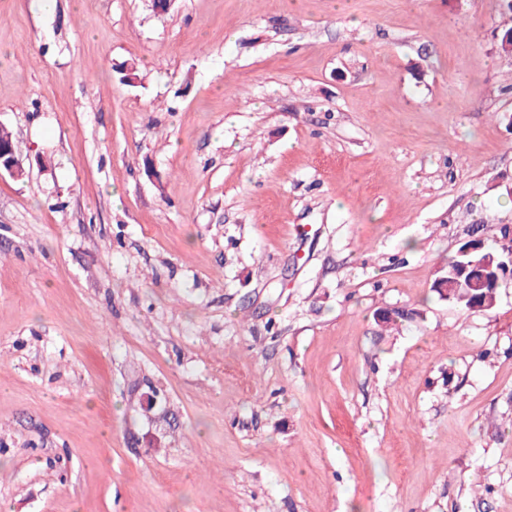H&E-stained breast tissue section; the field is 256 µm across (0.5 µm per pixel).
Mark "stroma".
<instances>
[{
	"label": "stroma",
	"mask_w": 512,
	"mask_h": 512,
	"mask_svg": "<svg viewBox=\"0 0 512 512\" xmlns=\"http://www.w3.org/2000/svg\"><path fill=\"white\" fill-rule=\"evenodd\" d=\"M511 27L0 0V512H512V287L433 290L512 225ZM0 141L1 143L12 141L15 150L14 152L10 144L0 143V174L6 172L12 177H17V173L23 170V162L18 158L22 156L18 144L7 126H0ZM509 234V227L505 226L501 232L500 240H493L491 243H487L485 247L480 250L468 251L470 241L463 244L458 253L448 260V266L446 275L442 278L443 282L440 285L441 290L434 288V291L438 294L442 300H447L449 305L459 307L461 309H472L475 302L486 305V310H490L495 306L497 296L494 297L491 293V288H483L487 285L484 278L481 280H474L473 283L478 288H472L468 278L459 276V270L463 265H469L475 263L492 262V270H497V263L501 258L508 254V263H506V276L510 277V270L512 271V236L510 238L511 247L507 250L509 243L507 237ZM495 258V260H492ZM447 278V279H445ZM452 282L455 284L454 288H450ZM447 288L448 289L447 291ZM447 292V293H446Z\"/></svg>",
	"instance_id": "1"
}]
</instances>
